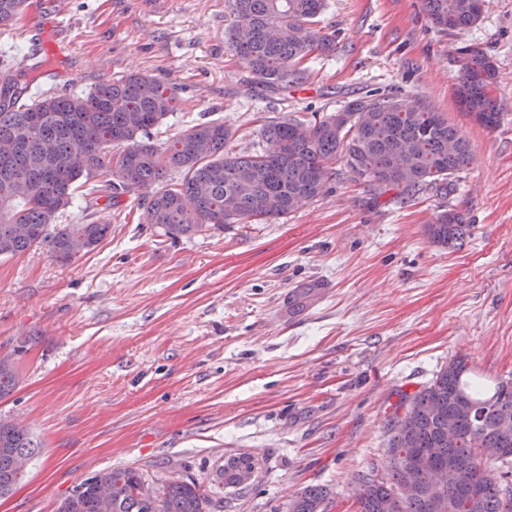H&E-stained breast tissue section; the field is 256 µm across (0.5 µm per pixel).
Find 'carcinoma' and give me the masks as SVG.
I'll use <instances>...</instances> for the list:
<instances>
[{
  "mask_svg": "<svg viewBox=\"0 0 512 512\" xmlns=\"http://www.w3.org/2000/svg\"><path fill=\"white\" fill-rule=\"evenodd\" d=\"M480 0H425L431 22L458 30L477 22ZM235 24L225 38L246 61L257 84L288 87L303 78L298 65L309 55L335 52L334 38L314 28L326 0H230ZM27 0H0V25L19 19ZM457 94L465 111L487 128L501 112L493 88L496 67L477 49L463 50ZM22 72L0 67V256L44 246L60 261L74 258L80 239L90 250L111 233L102 217L88 224L53 225L55 214L72 203L74 191L98 200L117 198L118 189L147 187L166 168L183 170L182 183L157 192L148 220L172 237L202 228L273 221L300 203L320 196L331 164L345 158L350 172L379 185L431 188L448 197V185L472 162L468 141L440 112L413 108L395 95L357 97L342 109L308 124L295 117L262 129L265 148L255 153L225 150L229 130L216 121L185 129L160 151L142 137L176 109L170 87L146 74L105 80L85 96L29 100ZM116 146L122 150L116 154ZM105 174L107 179L98 176ZM470 225L453 209H441L426 233L448 246ZM459 357L431 383L408 395L389 418L390 477L363 476L354 497L359 512H512V380L470 377ZM16 367L0 357V397L12 392ZM36 448L23 428L0 425V498L13 491L21 474L17 462ZM443 473L439 481L431 470ZM472 475L461 494V472ZM116 486L110 512H212L215 503L194 479L155 477L156 492L141 490L150 475L135 467L104 473ZM92 476L61 500L57 512H102ZM412 496L402 494L408 481ZM217 482L237 487L243 479L231 464ZM329 493L307 486L288 502V512H327Z\"/></svg>",
  "mask_w": 512,
  "mask_h": 512,
  "instance_id": "cac0c4a2",
  "label": "carcinoma"
}]
</instances>
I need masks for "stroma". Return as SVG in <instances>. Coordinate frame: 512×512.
<instances>
[{
  "label": "stroma",
  "instance_id": "stroma-1",
  "mask_svg": "<svg viewBox=\"0 0 512 512\" xmlns=\"http://www.w3.org/2000/svg\"><path fill=\"white\" fill-rule=\"evenodd\" d=\"M334 54L302 82L256 85L227 45L228 0H43L34 27L0 25L5 63H30V93L81 95L143 73L178 109L149 129L166 148L218 121L249 153L271 121H305L369 94L441 112L473 161L447 198L355 179L344 161L319 197L286 218L171 238L147 220L146 190L100 200L112 231L57 261L47 248L0 256V354L17 385L0 419L37 443L0 512H56L88 477L169 469L214 493L220 512H287L326 487L329 512H358L360 474L389 473L384 424L402 396L458 356L512 378V0L479 20L433 25L424 0H327ZM495 63L502 119L488 129L460 106L463 48ZM464 214L454 246L426 233L440 207ZM248 453L255 480L216 488L225 459Z\"/></svg>",
  "mask_w": 512,
  "mask_h": 512
}]
</instances>
